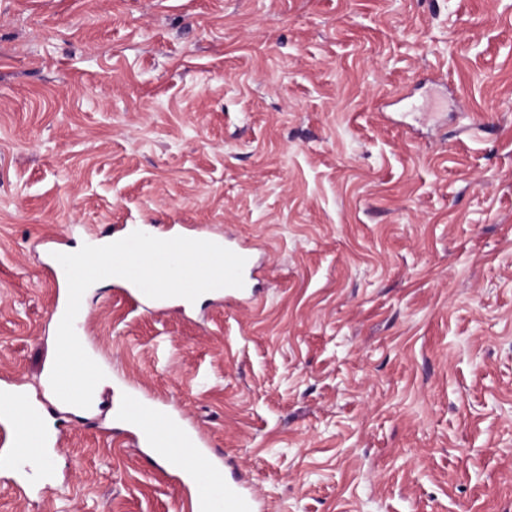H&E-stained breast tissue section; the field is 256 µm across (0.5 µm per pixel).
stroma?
Wrapping results in <instances>:
<instances>
[{
  "instance_id": "35a3bbf8",
  "label": "stroma",
  "mask_w": 512,
  "mask_h": 512,
  "mask_svg": "<svg viewBox=\"0 0 512 512\" xmlns=\"http://www.w3.org/2000/svg\"><path fill=\"white\" fill-rule=\"evenodd\" d=\"M125 224L258 242V302L92 287L100 403L0 512H184L119 379L266 512H512V0H0V378L54 361L43 240Z\"/></svg>"
}]
</instances>
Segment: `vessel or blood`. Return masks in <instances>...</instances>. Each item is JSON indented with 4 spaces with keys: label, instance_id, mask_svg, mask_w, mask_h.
I'll return each mask as SVG.
<instances>
[{
    "label": "vessel or blood",
    "instance_id": "1",
    "mask_svg": "<svg viewBox=\"0 0 512 512\" xmlns=\"http://www.w3.org/2000/svg\"><path fill=\"white\" fill-rule=\"evenodd\" d=\"M155 235L160 239L179 235L199 240L209 237L204 226L197 224L177 228L161 226ZM220 244L245 257L246 265L243 288L219 289L217 297L223 298L228 305L252 304L256 299L254 246L230 237L222 238ZM121 414L128 423L129 435L148 454L161 456L176 451L187 452L188 459L178 470L183 480L195 490L189 501L190 512H258V497L241 481L213 483L212 477L220 465L209 453L207 442L171 411L162 409L138 389L128 387L123 392ZM0 427L7 429L9 434L7 449H0V467L14 470L34 467L42 483L50 484L53 476L51 451L61 445V435L46 430L41 405L31 400L18 384L8 383L0 391Z\"/></svg>",
    "mask_w": 512,
    "mask_h": 512
}]
</instances>
